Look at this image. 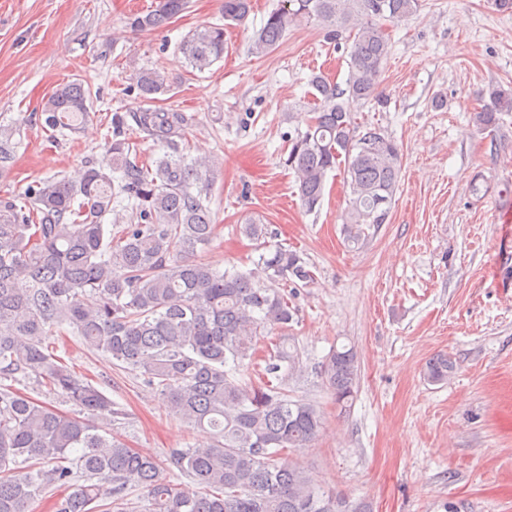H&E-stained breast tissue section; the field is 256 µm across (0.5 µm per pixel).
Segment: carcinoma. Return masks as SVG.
Here are the masks:
<instances>
[{"label":"carcinoma","instance_id":"cac0c4a2","mask_svg":"<svg viewBox=\"0 0 512 512\" xmlns=\"http://www.w3.org/2000/svg\"><path fill=\"white\" fill-rule=\"evenodd\" d=\"M187 0H156L129 19L133 31L168 25ZM251 0H224V23L206 25L177 52L200 73L224 56V25L243 22ZM419 0H286L254 34L251 53H270L301 22L316 21L339 40L353 33L345 86L313 75L314 116L297 132L285 164L294 171L308 210L323 198L328 175L346 188L345 242L365 243L387 222L400 183V151L376 127L354 134L352 106L374 97L390 38L380 21H402ZM131 80L154 101L170 91L158 69H137ZM91 87L81 79L59 84L38 119L62 138L93 122ZM512 112V94L489 90L477 122L489 126ZM162 151L139 160L127 120ZM192 118L176 109L112 113L105 153L86 160L76 178L53 176L27 185L23 205L0 196V512H30L55 488L53 512H133L129 482L147 491L149 512H371L317 488L308 470L281 462L307 447L322 427L318 407L288 395L298 354L281 336L263 380L245 374L253 339L267 328L288 330L294 309L288 286L308 285L313 272L296 252L265 241L254 222L243 233L261 253L253 268L223 271L195 259L213 240L210 200L216 161L188 159L185 130ZM12 128L0 126V177L17 152ZM136 212L138 223L125 221ZM263 279L268 288L256 285ZM72 334L88 350L140 372L170 412L213 434L209 445L173 448L160 460L106 438L120 405L56 353L54 336ZM454 371L445 355L431 359L427 379ZM360 362L352 347L332 349L321 366L323 383L340 409L357 393ZM30 380L62 394L88 419L64 415L18 386ZM79 449V455L69 451ZM179 472L194 488L162 476Z\"/></svg>","mask_w":512,"mask_h":512}]
</instances>
